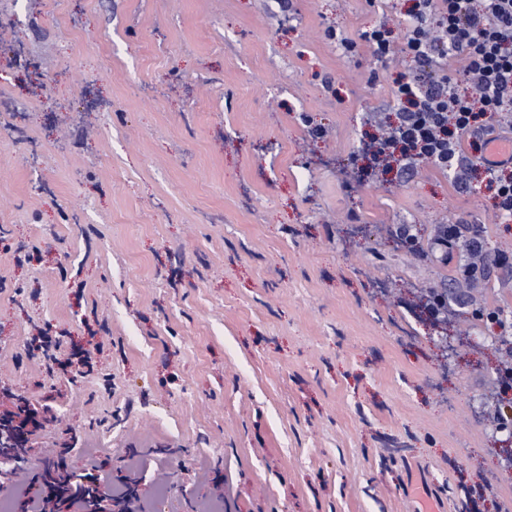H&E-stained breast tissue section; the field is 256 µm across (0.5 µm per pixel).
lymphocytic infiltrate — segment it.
Masks as SVG:
<instances>
[{"instance_id": "1", "label": "lymphocytic infiltrate", "mask_w": 512, "mask_h": 512, "mask_svg": "<svg viewBox=\"0 0 512 512\" xmlns=\"http://www.w3.org/2000/svg\"><path fill=\"white\" fill-rule=\"evenodd\" d=\"M362 38L376 58L400 48L414 61L437 68L429 83L396 84L397 122L371 141V154L383 165L396 161L411 168L427 162L465 177L471 160L461 148L463 138L484 147L499 129L512 130V0H417L402 38L384 24L363 32ZM452 58L461 64L463 83L448 74ZM486 114L490 123H480ZM460 247L469 258L459 269L461 279L481 280L482 227L435 225L429 250L436 260L447 261Z\"/></svg>"}]
</instances>
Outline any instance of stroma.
<instances>
[{
  "label": "stroma",
  "mask_w": 512,
  "mask_h": 512,
  "mask_svg": "<svg viewBox=\"0 0 512 512\" xmlns=\"http://www.w3.org/2000/svg\"><path fill=\"white\" fill-rule=\"evenodd\" d=\"M413 0H0V415L29 401L20 512L46 464L123 512H502L512 470L476 412L504 358L512 220L483 178L365 150L380 62ZM409 224L415 249L387 234ZM481 224L487 274L456 291L435 225ZM82 348L89 369L51 368ZM362 39L372 48L373 56L378 60L395 53L396 42L393 30L385 23L362 33Z\"/></svg>",
  "instance_id": "stroma-1"
}]
</instances>
